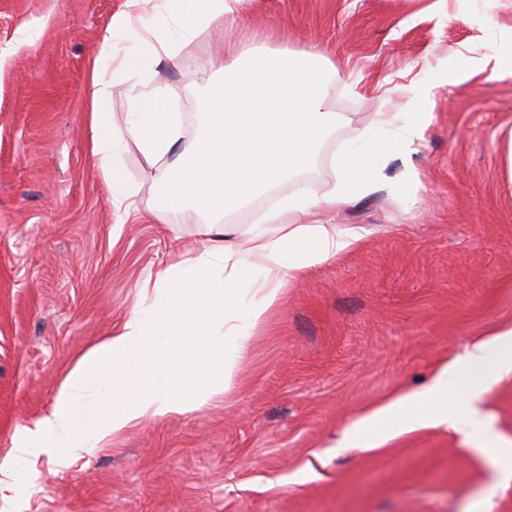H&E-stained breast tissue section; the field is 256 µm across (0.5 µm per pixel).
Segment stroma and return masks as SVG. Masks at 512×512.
Segmentation results:
<instances>
[{
	"instance_id": "obj_1",
	"label": "stroma",
	"mask_w": 512,
	"mask_h": 512,
	"mask_svg": "<svg viewBox=\"0 0 512 512\" xmlns=\"http://www.w3.org/2000/svg\"><path fill=\"white\" fill-rule=\"evenodd\" d=\"M126 9L0 0V464L16 428L123 323L141 282L204 245L208 214L155 212L163 169L135 145L120 157L128 207L111 206L91 156L89 67ZM238 11L221 49L319 48L338 69L324 90L338 120L312 167L224 223H256L300 182L330 189L379 113H431L424 136L412 153L382 145L377 189L319 214L366 234L285 281L226 394L68 466L40 457L22 497L0 491V512H512V481L453 428L400 429L374 447L346 434L512 327V0H240ZM216 49L200 35L157 69L188 143ZM479 406L512 445V375Z\"/></svg>"
}]
</instances>
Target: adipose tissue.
<instances>
[{
    "instance_id": "ef3b65f1",
    "label": "adipose tissue",
    "mask_w": 512,
    "mask_h": 512,
    "mask_svg": "<svg viewBox=\"0 0 512 512\" xmlns=\"http://www.w3.org/2000/svg\"><path fill=\"white\" fill-rule=\"evenodd\" d=\"M238 2L163 0L151 17L113 18L90 85L93 154L111 204L122 205L134 194L120 163L130 143L165 167L155 190L159 213L195 205L224 215L316 160L320 135L336 115L325 111L323 98L334 65L314 49L292 56L244 44L232 60L212 56L209 67L223 79L207 87L193 147L179 148L182 120L168 88L156 83L155 67L174 60L182 43L236 26ZM109 70L110 80L104 77ZM119 85L129 112L124 125L116 126L104 106ZM379 154L375 146L348 148L332 189L316 194L298 185L247 228L205 225L202 251L143 282L122 326L68 373L48 411L17 432L9 464L12 490L26 487L32 457L45 454L63 464L92 454L145 419L181 415L224 394L237 359L277 302L284 276L301 275L363 239L360 228L332 232L304 218L372 191ZM511 373L508 328L475 342L422 391L392 398L356 426L376 441L396 425L449 426L493 448L497 468L511 477L512 448L501 447L478 408L482 393Z\"/></svg>"
}]
</instances>
